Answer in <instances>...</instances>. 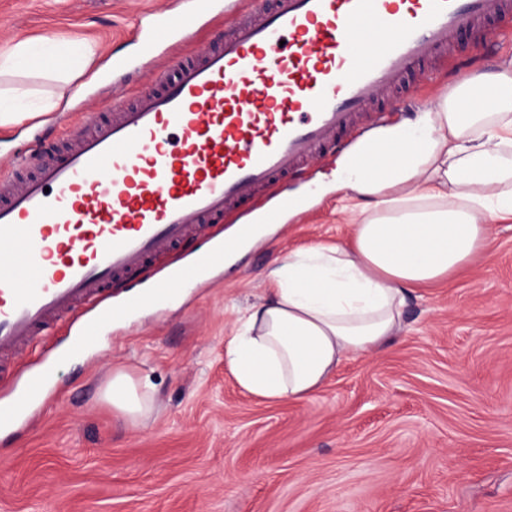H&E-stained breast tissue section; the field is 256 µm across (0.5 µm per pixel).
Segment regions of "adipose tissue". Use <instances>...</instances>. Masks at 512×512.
I'll use <instances>...</instances> for the list:
<instances>
[{"mask_svg":"<svg viewBox=\"0 0 512 512\" xmlns=\"http://www.w3.org/2000/svg\"><path fill=\"white\" fill-rule=\"evenodd\" d=\"M82 57L40 55L30 43L0 72L87 69ZM337 211L347 243L290 253L248 308L224 351L239 386L271 401L302 400L349 359L370 356L404 328L417 288L449 279L483 251L490 226L512 217V59L472 72L421 116L362 141L337 162ZM132 423L153 411L149 383L119 370L105 392Z\"/></svg>","mask_w":512,"mask_h":512,"instance_id":"obj_1","label":"adipose tissue"}]
</instances>
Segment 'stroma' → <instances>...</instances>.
<instances>
[{"instance_id": "35a3bbf8", "label": "stroma", "mask_w": 512, "mask_h": 512, "mask_svg": "<svg viewBox=\"0 0 512 512\" xmlns=\"http://www.w3.org/2000/svg\"><path fill=\"white\" fill-rule=\"evenodd\" d=\"M159 0H0V52L22 40L45 52L85 41L99 64L136 56ZM512 56V26L487 45L462 38L453 59L396 90L389 121L415 118L451 94L467 68ZM26 118L0 131V159L42 137L59 153L72 123L112 118V77L59 84L28 71L0 76ZM64 106L45 112L55 96ZM337 156L282 193L302 214L225 257L207 285L107 326L68 356L92 317L83 304L0 372V398L50 369L34 419L0 433V512H512V220L492 225L489 254L418 289L405 328L380 352L340 365L299 402H269L237 384L224 340L269 285L276 258L336 244L351 225L336 212ZM149 377L155 407L132 426L104 391L113 369Z\"/></svg>"}]
</instances>
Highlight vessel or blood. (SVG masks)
<instances>
[{"label": "vessel or blood", "instance_id": "vessel-or-blood-1", "mask_svg": "<svg viewBox=\"0 0 512 512\" xmlns=\"http://www.w3.org/2000/svg\"><path fill=\"white\" fill-rule=\"evenodd\" d=\"M223 12L224 0H168L139 40L158 89L113 99L108 125L76 130L33 175L20 160L0 172V359L76 304L98 312L74 354L114 318L206 282L226 253L216 225L239 221L245 240L269 201L277 218L300 211L275 187L382 122L384 88L446 59L458 37L512 24V0H253L214 47L181 53ZM205 230L207 248L111 306L115 286ZM47 379L30 375L0 403V430L31 420Z\"/></svg>", "mask_w": 512, "mask_h": 512}]
</instances>
